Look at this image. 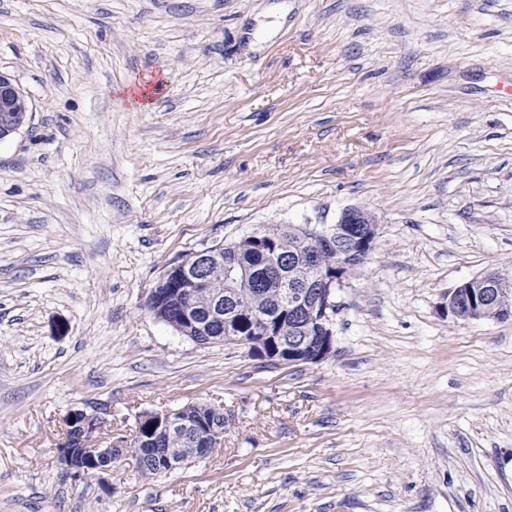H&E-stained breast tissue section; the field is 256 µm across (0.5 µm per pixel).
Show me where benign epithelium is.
<instances>
[{
    "label": "benign epithelium",
    "mask_w": 512,
    "mask_h": 512,
    "mask_svg": "<svg viewBox=\"0 0 512 512\" xmlns=\"http://www.w3.org/2000/svg\"><path fill=\"white\" fill-rule=\"evenodd\" d=\"M30 111L21 89L9 75L0 72V142L27 123ZM299 236L308 243L307 249L290 257L273 250L260 227L232 244L197 251L165 272L148 306L156 313L161 297L177 299L174 326L182 335L206 336L219 331L232 337L233 343L247 347L254 355L261 354L291 364L320 362L332 350L334 316L338 311L334 295L344 282L339 269L370 254L377 237V221L367 209L349 208L329 227L309 224L300 227ZM323 249L336 251L339 257L336 270L317 269L311 279L301 285L288 280L289 267L302 259L312 261L315 253ZM254 250L273 258L285 292L275 308L266 313L253 312L252 321L261 324L262 332L258 336L245 337L238 331L243 287L249 284L262 287L261 277L243 260L245 253ZM219 263L224 264L225 282L214 288L208 307L201 311L194 303V291L213 288L210 269ZM504 285L497 272L475 276L448 292V312L471 322L512 320V307L501 302L507 292ZM67 419L71 420L70 428L61 444L64 465L86 475L111 468L114 448L92 444L95 433L103 424L102 418L74 410ZM139 425L146 426L149 442L156 448L170 435L187 439L190 448L186 449L183 459H175L168 452H155L156 461L172 469L202 457L224 437V432L185 416L181 409L148 413L139 419Z\"/></svg>",
    "instance_id": "obj_1"
}]
</instances>
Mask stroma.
I'll use <instances>...</instances> for the list:
<instances>
[{"label": "stroma", "instance_id": "obj_1", "mask_svg": "<svg viewBox=\"0 0 512 512\" xmlns=\"http://www.w3.org/2000/svg\"><path fill=\"white\" fill-rule=\"evenodd\" d=\"M28 123L0 144V512H512V0H0ZM141 82V108L126 87ZM370 210L331 354L200 344L148 300L191 253ZM223 408L205 458L74 476L140 415ZM511 293L497 272H487L475 276L448 292V313L471 322L512 320V278ZM66 420L72 427H67L65 440L60 446L64 465L71 471L86 475L111 468L115 448L112 445L100 448L91 444L95 433L104 422L102 418L82 410H74L68 414ZM70 432L74 433V438L69 435Z\"/></svg>", "mask_w": 512, "mask_h": 512}]
</instances>
